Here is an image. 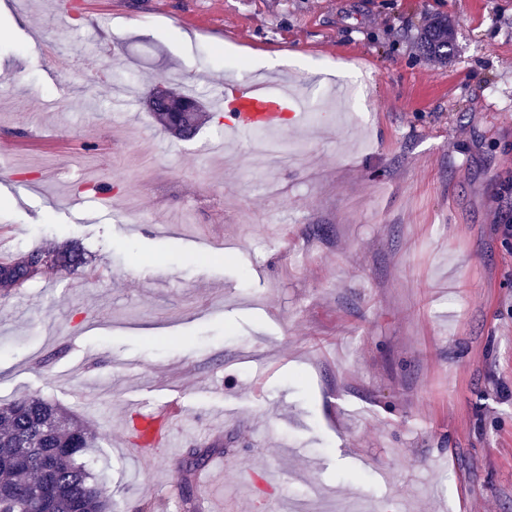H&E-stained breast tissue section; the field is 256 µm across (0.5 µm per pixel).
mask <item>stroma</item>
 Returning a JSON list of instances; mask_svg holds the SVG:
<instances>
[{
    "instance_id": "1",
    "label": "stroma",
    "mask_w": 512,
    "mask_h": 512,
    "mask_svg": "<svg viewBox=\"0 0 512 512\" xmlns=\"http://www.w3.org/2000/svg\"><path fill=\"white\" fill-rule=\"evenodd\" d=\"M174 75L317 122L281 168L220 112L179 140ZM69 242L0 296V407L87 426L112 512H203L206 469L222 512H512V0H0V257ZM421 48L427 55L448 60L454 51L449 35L448 19L434 18L421 35Z\"/></svg>"
}]
</instances>
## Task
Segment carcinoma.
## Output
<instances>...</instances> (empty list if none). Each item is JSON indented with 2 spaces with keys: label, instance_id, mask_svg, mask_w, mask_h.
<instances>
[{
  "label": "carcinoma",
  "instance_id": "obj_1",
  "mask_svg": "<svg viewBox=\"0 0 512 512\" xmlns=\"http://www.w3.org/2000/svg\"><path fill=\"white\" fill-rule=\"evenodd\" d=\"M423 52L448 59L454 51L448 18L437 17L421 35ZM179 106L152 113L167 130L178 129L179 138L196 135L207 106L176 91ZM87 263L76 248H36L17 258L0 261V292H9L35 279L49 268L74 269ZM92 433L78 420L39 400L23 399L0 407V512H111V504L83 461L93 447ZM28 450L23 465H14L19 449ZM52 487L43 501L36 494L42 482Z\"/></svg>",
  "mask_w": 512,
  "mask_h": 512
}]
</instances>
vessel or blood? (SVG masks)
Masks as SVG:
<instances>
[{
	"label": "vessel or blood",
	"mask_w": 512,
	"mask_h": 512,
	"mask_svg": "<svg viewBox=\"0 0 512 512\" xmlns=\"http://www.w3.org/2000/svg\"><path fill=\"white\" fill-rule=\"evenodd\" d=\"M226 110V129L230 133H249L255 128L277 133L286 116L295 123H306V101L300 94L272 88L268 83L225 84L217 92Z\"/></svg>",
	"instance_id": "obj_1"
}]
</instances>
